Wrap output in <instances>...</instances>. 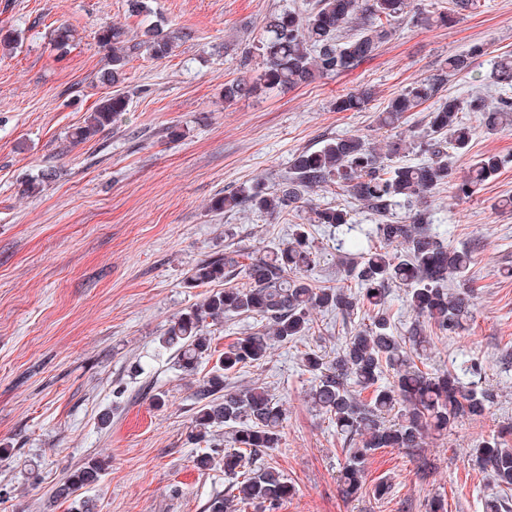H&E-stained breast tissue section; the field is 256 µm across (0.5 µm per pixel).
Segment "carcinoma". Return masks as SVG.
Returning <instances> with one entry per match:
<instances>
[{
  "instance_id": "carcinoma-1",
  "label": "carcinoma",
  "mask_w": 512,
  "mask_h": 512,
  "mask_svg": "<svg viewBox=\"0 0 512 512\" xmlns=\"http://www.w3.org/2000/svg\"><path fill=\"white\" fill-rule=\"evenodd\" d=\"M406 7L407 0H316L304 17L291 11L274 15L264 23L255 45L265 65L258 82L228 84L224 98L231 100L257 88L266 92L293 88L355 68L376 55L390 39ZM187 37V33H167L156 26L146 29L139 39L130 38L123 27L114 24L100 29V44L112 48V67L101 73L100 82L120 86L125 82L128 54L144 51L156 58L169 57ZM483 54V48L475 46L465 55L446 59L436 77L407 84L379 114V126L397 128L407 113L438 94L448 81V72L469 68ZM490 78L512 84V55L495 61ZM368 99L366 91L347 94L336 100V111L357 112ZM128 106V95L118 90L102 98L85 124L71 132V143H81L116 125ZM465 109L482 113L487 132L494 134L501 130L504 114L512 112V101L503 100L493 108L477 100L465 105L455 98L439 104L429 112L431 138L419 144L429 158L415 166L385 163L357 136L338 138L317 151L296 155L290 175L275 188L254 182L212 200L211 210L218 215L243 205L277 215L309 203L314 189L334 185L380 216L381 223L375 227L378 245H366L358 238L344 243L360 258L356 265L362 286L360 298L343 288L310 282L306 273L316 265L317 252L308 243L302 224L296 225L288 242L262 254L226 252L203 259L189 270V282L197 285L230 281L240 274L246 283L210 293L169 323L162 347L174 350L180 370L192 372L211 355L208 324L245 315L262 325L261 330L225 347L195 391L199 403L193 419L196 437L204 440L217 428L232 427L230 447L224 449L223 456L224 472L232 482L226 493L209 500L206 512H241L250 505L255 512H273L292 494L293 486L276 467L255 465L279 446L282 406L262 387L231 390L226 378L246 366L263 363L272 345L307 335L313 309L350 316L362 299L372 307L370 325L348 337L335 360L327 362L314 350L302 354L303 366L315 379L307 394L310 403L328 416L344 441L358 443V447L348 449L341 473L345 497L360 494L369 452L403 448L419 454L430 431L446 430L465 415L481 416L493 403V391L482 385L481 366L474 363L467 367L464 380L448 371L424 373L412 357L431 347L426 326L443 334L455 332L469 316L472 300L465 287L454 293L444 288L450 279L468 281L471 251L444 244L439 233L428 226L420 205L433 190L449 183L456 197L468 198L502 165L494 155L481 157L466 177L453 181L448 149L463 153L473 139L472 127L458 117ZM56 177L51 167L41 171L28 182L25 194L39 195ZM400 205L413 213L412 223L394 217L393 207ZM310 212L313 224L350 223L348 211L336 206H314ZM392 283L406 286V301L416 316L405 334L410 353L403 350L402 338L392 332L384 309ZM386 371L392 372L393 381L382 384ZM366 390L371 391L370 399L362 401L359 396ZM394 410L399 421L389 424L386 415ZM471 455L497 486L512 489L511 446L496 439L483 440L471 449ZM104 471V461L87 462L66 477L54 497L67 498L78 489L97 485Z\"/></svg>"
}]
</instances>
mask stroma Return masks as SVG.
I'll return each instance as SVG.
<instances>
[{"label":"stroma","instance_id":"obj_1","mask_svg":"<svg viewBox=\"0 0 512 512\" xmlns=\"http://www.w3.org/2000/svg\"><path fill=\"white\" fill-rule=\"evenodd\" d=\"M312 2L147 0L148 13L132 16L126 0H0V29L20 41L0 52V446L11 451L0 460V512H77L87 499L95 512H204L230 483L223 461L206 471L194 465L214 447L191 434L194 392L214 362L183 373L160 343L170 320L211 291L192 286L189 270L229 250L270 249L303 224L319 256L312 283L360 291L354 260L336 249L345 229L309 223L305 209L271 216L243 206L218 216L213 198L257 178L277 186L295 155L342 136H361L381 154L402 139L409 147L396 163L424 162L418 143L429 133V106L394 130L379 128L377 116L408 83L476 45L485 54L449 74L438 101H512V85L490 78L497 57L512 54V0H477L445 26L402 21L350 71L225 101L226 84L261 73L252 41L268 17L307 12ZM111 23L133 36L151 25L190 38L167 58L131 55L121 122L74 144L72 130L113 92L98 80L112 52L97 34ZM62 24L73 31L63 50L51 36ZM364 89L366 108L334 111L336 98ZM461 117L475 136L455 159L457 178L483 154L505 165L469 198L446 186L433 193L428 217L444 225L446 244L471 250L474 293L463 329H431L424 367L478 363L494 402L483 416L430 434L422 455L373 451L361 494L344 500L345 443L308 401L314 378L301 354L311 348L333 359L367 315L314 310L307 336L275 345L263 364L228 379L237 389L265 388L284 408L280 445L265 457L293 487L277 512H429L435 498L447 512H484L497 495L512 504V491L494 487L470 456L477 442L512 428V210L498 206L512 198V128L490 134L480 113ZM48 166L56 179L27 196L26 184ZM312 199L345 206L355 237L378 222L336 187ZM93 458L108 464L101 481L50 503L63 478ZM380 484L388 488L381 497Z\"/></svg>","mask_w":512,"mask_h":512}]
</instances>
